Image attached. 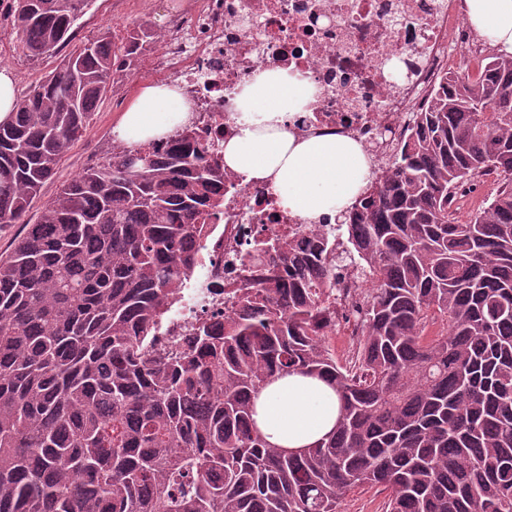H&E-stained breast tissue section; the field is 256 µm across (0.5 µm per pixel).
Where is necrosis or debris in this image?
Wrapping results in <instances>:
<instances>
[{
	"label": "necrosis or debris",
	"mask_w": 512,
	"mask_h": 512,
	"mask_svg": "<svg viewBox=\"0 0 512 512\" xmlns=\"http://www.w3.org/2000/svg\"><path fill=\"white\" fill-rule=\"evenodd\" d=\"M485 52L465 20L463 0H177L164 30L146 26L126 64L149 62L177 84L192 106L196 131L215 151L235 136L241 89L270 68L301 73L317 88L315 102L291 127L359 140L366 153L393 151L408 138L412 115L456 65ZM223 202L205 237L201 259L165 313L155 349L171 352L192 328L220 324L238 310L244 262L264 238L306 227L269 186L225 170ZM357 283L347 278L326 299L336 309L333 332L356 346L361 324Z\"/></svg>",
	"instance_id": "1"
}]
</instances>
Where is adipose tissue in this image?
<instances>
[{"label": "adipose tissue", "instance_id": "ef3b65f1", "mask_svg": "<svg viewBox=\"0 0 512 512\" xmlns=\"http://www.w3.org/2000/svg\"><path fill=\"white\" fill-rule=\"evenodd\" d=\"M468 24L499 50L512 54V0H465ZM305 77L264 71L238 97L237 134L224 145V164L246 181L270 184L292 212L308 220L334 216L349 206L370 174L362 145L335 134L299 138L290 118L314 100ZM181 91L167 84L143 88L120 117L115 132L130 145L171 135L189 119ZM339 397L321 379L293 373L274 379L258 395L254 420L272 445L299 450L335 429Z\"/></svg>", "mask_w": 512, "mask_h": 512}]
</instances>
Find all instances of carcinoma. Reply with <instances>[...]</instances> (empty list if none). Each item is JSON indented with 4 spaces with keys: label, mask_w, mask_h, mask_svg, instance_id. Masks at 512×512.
<instances>
[{
    "label": "carcinoma",
    "mask_w": 512,
    "mask_h": 512,
    "mask_svg": "<svg viewBox=\"0 0 512 512\" xmlns=\"http://www.w3.org/2000/svg\"><path fill=\"white\" fill-rule=\"evenodd\" d=\"M91 0H10L29 58L70 38ZM109 31L67 56L0 124V228L24 221L116 72ZM432 94L388 170L336 229L263 243L224 328L147 353L188 247L224 184L188 125L112 146L66 181L0 258V512H512V54ZM494 175L466 221L453 190ZM366 284L362 340L341 362L321 298L346 265ZM302 373L336 390L333 433L292 452L255 399ZM384 501L385 494L375 489L356 490L344 499L339 512H384Z\"/></svg>",
    "instance_id": "cac0c4a2"
}]
</instances>
